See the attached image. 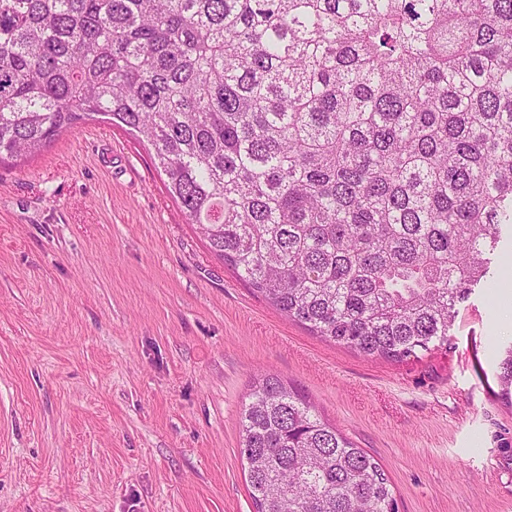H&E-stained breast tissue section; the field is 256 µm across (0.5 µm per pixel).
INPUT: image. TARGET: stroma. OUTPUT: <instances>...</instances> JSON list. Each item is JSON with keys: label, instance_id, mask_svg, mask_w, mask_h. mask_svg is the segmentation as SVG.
I'll return each instance as SVG.
<instances>
[{"label": "stroma", "instance_id": "1", "mask_svg": "<svg viewBox=\"0 0 512 512\" xmlns=\"http://www.w3.org/2000/svg\"><path fill=\"white\" fill-rule=\"evenodd\" d=\"M151 151L89 121L0 164V512H254L239 421L261 374L373 455L400 512H512V275L447 347L364 357L213 255ZM497 379L501 386V396L512 406V342L504 346L500 352Z\"/></svg>", "mask_w": 512, "mask_h": 512}]
</instances>
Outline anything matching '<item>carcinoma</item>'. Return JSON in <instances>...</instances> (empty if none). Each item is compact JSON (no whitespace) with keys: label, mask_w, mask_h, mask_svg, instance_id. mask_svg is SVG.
I'll list each match as a JSON object with an SVG mask.
<instances>
[{"label":"carcinoma","mask_w":512,"mask_h":512,"mask_svg":"<svg viewBox=\"0 0 512 512\" xmlns=\"http://www.w3.org/2000/svg\"><path fill=\"white\" fill-rule=\"evenodd\" d=\"M96 118L281 313L403 362L448 345L512 225V0H0V162ZM497 379L512 403V342ZM251 397L255 512H399L298 391Z\"/></svg>","instance_id":"cac0c4a2"}]
</instances>
